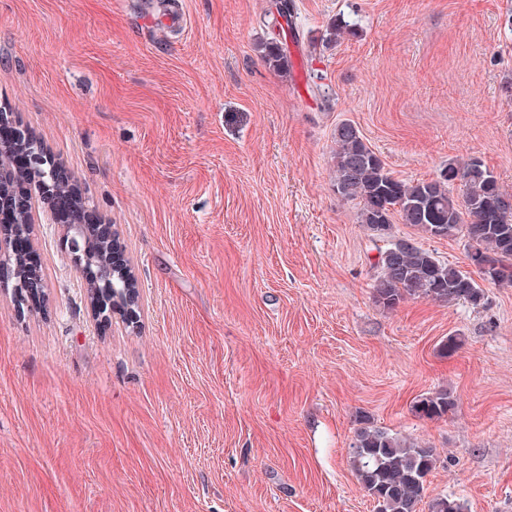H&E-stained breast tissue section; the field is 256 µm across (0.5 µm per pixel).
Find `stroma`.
I'll list each match as a JSON object with an SVG mask.
<instances>
[{"instance_id":"1","label":"stroma","mask_w":512,"mask_h":512,"mask_svg":"<svg viewBox=\"0 0 512 512\" xmlns=\"http://www.w3.org/2000/svg\"><path fill=\"white\" fill-rule=\"evenodd\" d=\"M167 2L0 0V110L113 225L140 299L98 326L36 218L43 291L0 289V512H375L363 415L434 448L427 497L512 512V288L378 305L332 138L354 122L406 181L474 156L511 191L512 0H295L284 72L274 0H182L170 28ZM393 234L470 267L463 238ZM442 387L448 416L413 412Z\"/></svg>"}]
</instances>
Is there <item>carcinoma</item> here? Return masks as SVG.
<instances>
[{"mask_svg": "<svg viewBox=\"0 0 512 512\" xmlns=\"http://www.w3.org/2000/svg\"><path fill=\"white\" fill-rule=\"evenodd\" d=\"M267 62L281 71L288 63L278 42L267 43ZM336 194L360 206V221L376 242L373 284L375 302L396 308L406 298H426L455 305H485V293L478 280L499 287H512V193L502 189L497 177L478 158L450 163L437 178L407 182L395 177L383 160L364 141L358 127L344 121L333 132ZM29 184L42 194L43 187L60 193L70 185L52 179L51 165L37 170L0 167V187L9 190ZM460 186L461 199L453 190ZM419 228L431 238L460 236L465 239L468 258L484 267L475 272L462 270L439 260L433 252L414 242L394 238L392 218ZM90 299L106 305L125 296L121 278L104 286L86 277ZM455 407L446 388L422 394L412 410L429 419L442 418ZM355 432L352 464L362 488L373 499L376 512H420L425 498L426 476L436 467L434 449L424 442L404 438L360 421ZM428 512H464L455 499L435 498Z\"/></svg>", "mask_w": 512, "mask_h": 512, "instance_id": "obj_1", "label": "carcinoma"}]
</instances>
